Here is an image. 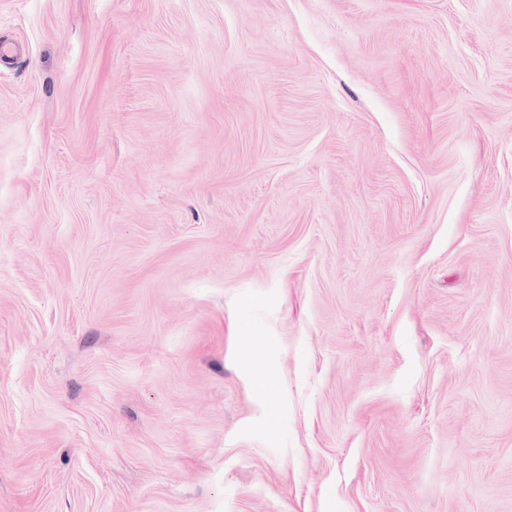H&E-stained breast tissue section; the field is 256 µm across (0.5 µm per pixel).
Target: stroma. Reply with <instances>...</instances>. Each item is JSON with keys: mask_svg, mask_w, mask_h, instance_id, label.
<instances>
[{"mask_svg": "<svg viewBox=\"0 0 512 512\" xmlns=\"http://www.w3.org/2000/svg\"><path fill=\"white\" fill-rule=\"evenodd\" d=\"M2 41L0 512H512V0Z\"/></svg>", "mask_w": 512, "mask_h": 512, "instance_id": "1", "label": "stroma"}]
</instances>
